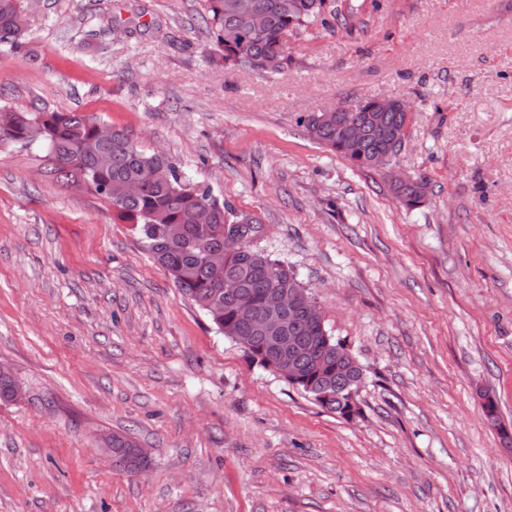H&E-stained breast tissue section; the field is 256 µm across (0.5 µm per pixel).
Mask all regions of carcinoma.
I'll return each instance as SVG.
<instances>
[{
  "mask_svg": "<svg viewBox=\"0 0 512 512\" xmlns=\"http://www.w3.org/2000/svg\"><path fill=\"white\" fill-rule=\"evenodd\" d=\"M204 18L224 63L259 73H277L291 60L288 37L313 22L335 26L336 5L327 0H204ZM266 17L261 28L252 27L247 13ZM27 33L18 0H0V44L16 46ZM373 99L347 106L339 118L319 122L312 114L298 123L313 140L349 161L358 170H369L378 157L393 159L397 151L388 134L402 133L409 113L392 110L375 115ZM95 117L78 112L16 111L0 106V144L22 148L37 146L45 174L56 183L74 187L112 206V220L138 227L143 246L156 264L171 277L183 294L204 309L224 336H252L256 343L265 333L242 318L240 294L256 307L266 302L271 288H303L294 270L253 245L257 227L245 222L201 182L191 181L180 166L163 152L138 149L128 135L112 130L102 138ZM164 166L170 176L148 181L144 169ZM429 180L392 185L404 206H419ZM284 335L304 344L298 369L312 385L319 406L348 416V392L363 374L356 361L336 356V339L312 324L304 310L285 320ZM20 385L10 370L0 367V401L17 398ZM138 443L114 433L107 443L112 457L125 471L135 464L131 449Z\"/></svg>",
  "mask_w": 512,
  "mask_h": 512,
  "instance_id": "obj_1",
  "label": "carcinoma"
}]
</instances>
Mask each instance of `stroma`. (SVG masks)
<instances>
[{"label": "stroma", "instance_id": "stroma-1", "mask_svg": "<svg viewBox=\"0 0 512 512\" xmlns=\"http://www.w3.org/2000/svg\"><path fill=\"white\" fill-rule=\"evenodd\" d=\"M261 74L208 61L201 0H22L0 105L168 153L291 265L363 368L358 413L252 363L111 207L0 146V512H512V0H336ZM411 109L368 172L296 119ZM426 176L422 204L390 177ZM497 402L491 426L483 395ZM149 454L116 467L104 433ZM429 180L427 177H420L418 183H396L392 184V191L395 198L404 206L414 208L419 206L427 194Z\"/></svg>", "mask_w": 512, "mask_h": 512}]
</instances>
